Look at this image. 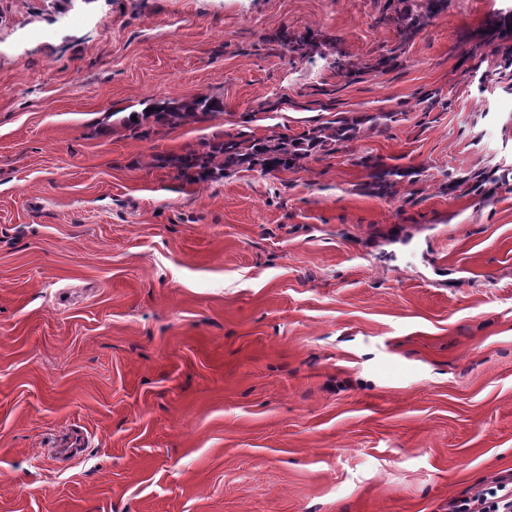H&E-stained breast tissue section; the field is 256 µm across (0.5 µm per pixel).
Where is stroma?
<instances>
[{"label": "stroma", "instance_id": "1", "mask_svg": "<svg viewBox=\"0 0 512 512\" xmlns=\"http://www.w3.org/2000/svg\"><path fill=\"white\" fill-rule=\"evenodd\" d=\"M415 2L0 0V512H446L512 469V0L406 40ZM340 114L287 171L157 161ZM220 107V103L210 97H200L192 102L181 104L179 106H156L152 112H145L142 116L148 118L153 116L156 121H165L171 124H180L184 119L195 116L196 114H206L213 112Z\"/></svg>", "mask_w": 512, "mask_h": 512}]
</instances>
